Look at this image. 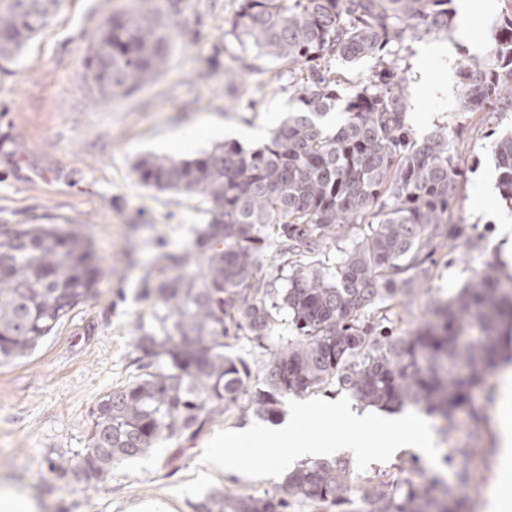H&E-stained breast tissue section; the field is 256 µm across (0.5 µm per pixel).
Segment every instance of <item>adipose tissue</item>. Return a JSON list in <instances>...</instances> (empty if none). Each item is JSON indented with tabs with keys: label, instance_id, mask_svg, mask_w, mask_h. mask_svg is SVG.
<instances>
[{
	"label": "adipose tissue",
	"instance_id": "obj_1",
	"mask_svg": "<svg viewBox=\"0 0 512 512\" xmlns=\"http://www.w3.org/2000/svg\"><path fill=\"white\" fill-rule=\"evenodd\" d=\"M494 431L499 470L488 497V512H512V370L507 368L501 373Z\"/></svg>",
	"mask_w": 512,
	"mask_h": 512
}]
</instances>
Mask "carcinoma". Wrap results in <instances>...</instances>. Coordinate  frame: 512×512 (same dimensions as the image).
<instances>
[{
  "label": "carcinoma",
  "instance_id": "carcinoma-1",
  "mask_svg": "<svg viewBox=\"0 0 512 512\" xmlns=\"http://www.w3.org/2000/svg\"><path fill=\"white\" fill-rule=\"evenodd\" d=\"M453 0H241L237 26L257 53L302 70L295 109L264 148L216 145L191 159L144 158L139 180L159 191L196 196L210 205L195 247L204 257L189 273L186 254H164L146 277L159 328L135 342L139 374L92 412L86 453L73 464L48 459L52 470L86 481L151 452L162 440L194 437L213 415L248 395L261 418L279 398L334 381L367 406L421 407L448 427L473 408V393L496 367L503 334L512 335V291L487 264L454 295L430 298L428 317L393 336L379 331L382 310L410 303L427 284L433 256L453 253L473 227L451 219L462 172L450 134L419 143L407 125L408 104L389 71L345 99L332 127L344 75L318 60L377 56L408 33L446 34ZM62 0H0V61L18 58L61 8ZM167 27L142 9L105 20L86 59L83 80L110 103L132 94L166 65ZM464 112L512 108V13L481 62L459 66ZM501 196L512 204V137L493 143ZM364 225L337 270L301 264L300 256ZM273 237L288 247V286L267 279L263 248ZM108 271L84 234L33 225L0 233V361L31 355L79 305L95 295ZM288 311L296 333L268 349L262 381L251 384L242 360L224 353L239 333L261 347L276 316ZM346 458L307 462L263 496L216 494L194 512H288L303 501L315 512L348 502ZM358 512H460L454 487L439 477L405 488L367 479Z\"/></svg>",
  "mask_w": 512,
  "mask_h": 512
}]
</instances>
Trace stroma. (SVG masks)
<instances>
[{"label":"stroma","instance_id":"stroma-1","mask_svg":"<svg viewBox=\"0 0 512 512\" xmlns=\"http://www.w3.org/2000/svg\"><path fill=\"white\" fill-rule=\"evenodd\" d=\"M240 0H64L62 8L12 63H0V231L32 224H58L86 234L112 274L98 293L79 305L29 357L0 362V487L28 494L39 512H193L217 492L262 495L281 478L254 479L209 471L200 455L218 432L256 423L246 399L214 416L195 438L160 442L146 456L114 465L105 481H76L48 467L51 458H82L98 401L136 374L132 363L140 327H154L156 305L143 294V280L164 254L190 253L189 271L201 272L193 253L195 230L206 222L205 206L183 194L142 186L134 166L149 155L177 160L210 149L213 139L170 147L181 131L207 124L260 129L263 139L283 123L294 104L297 72L257 58L239 38ZM496 9L464 30L454 16L446 35L404 37L386 55L350 62L331 60L349 96L370 85L381 69L398 71L411 104L407 122L415 139L450 131L455 156L465 171L453 199L454 219L473 225L469 245L437 254L427 287L434 296L454 294L486 264L512 276L499 237L512 226L497 186L492 153L495 138L512 133V112H464L458 67L483 58L493 46L497 23L511 8ZM153 10L171 28L167 63L131 95L102 105L82 79L90 43L101 22L132 9ZM434 82L419 89L421 70ZM491 185L487 198L474 193L478 181ZM499 384L489 371L474 393L475 423L458 414L453 429L428 417L439 464L430 467L414 449L400 451L351 474V500L367 477L384 475L419 484L426 472L446 478L466 499V512H485L498 468L491 417ZM468 461L474 478L460 484L456 473Z\"/></svg>","mask_w":512,"mask_h":512}]
</instances>
